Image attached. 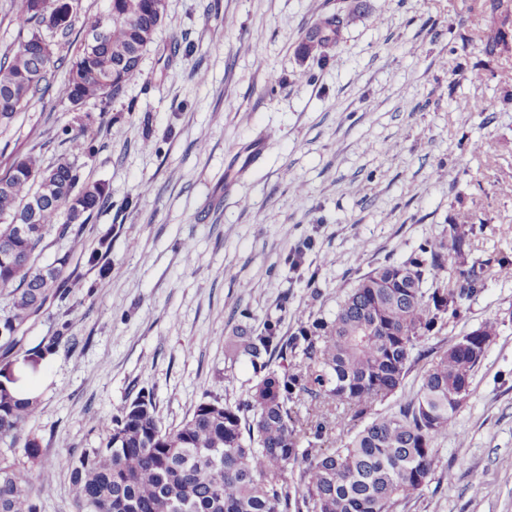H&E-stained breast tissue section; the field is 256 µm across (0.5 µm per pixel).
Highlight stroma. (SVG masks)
I'll return each instance as SVG.
<instances>
[{
	"instance_id": "35a3bbf8",
	"label": "stroma",
	"mask_w": 512,
	"mask_h": 512,
	"mask_svg": "<svg viewBox=\"0 0 512 512\" xmlns=\"http://www.w3.org/2000/svg\"><path fill=\"white\" fill-rule=\"evenodd\" d=\"M339 10L352 14L339 45L303 56L317 17ZM489 27L505 34L490 55ZM141 70L93 154H73L112 201L83 238L111 235L112 250L74 256L66 303L48 299L22 340L66 323L79 345L36 367L11 356L37 389L41 454L0 443V458L53 470L44 512H75L69 453L97 446L139 390L167 425L207 396L246 400L254 370L224 356L234 327L273 319L288 336L330 317L361 275L463 219L489 274L438 340L489 320L496 334L442 467L396 512H512V278L499 273L512 261V0H167ZM461 98L480 111H457ZM76 118L33 101L0 126V173L18 153L70 152L56 129Z\"/></svg>"
}]
</instances>
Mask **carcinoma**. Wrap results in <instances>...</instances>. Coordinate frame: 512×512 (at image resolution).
I'll return each instance as SVG.
<instances>
[{
    "instance_id": "obj_1",
    "label": "carcinoma",
    "mask_w": 512,
    "mask_h": 512,
    "mask_svg": "<svg viewBox=\"0 0 512 512\" xmlns=\"http://www.w3.org/2000/svg\"><path fill=\"white\" fill-rule=\"evenodd\" d=\"M71 2L60 25L58 0H42L39 7L18 0V39L0 56V125L52 89L74 108L89 100L109 107L141 74L143 55L167 14V0H109L107 11L87 25L68 76L57 85L56 72L66 63L51 38L72 30L78 4ZM349 19L339 11L320 16L306 34L303 54L326 56ZM44 40L50 54L43 59L29 44ZM106 115L87 113L61 134L73 150L89 152L88 133ZM109 200L106 186L82 179L67 154L46 165L29 151L0 175V292L11 303L0 316L1 355L16 349L48 298L69 297L65 273L72 255L39 264L36 251L46 234L54 228L80 240ZM16 222L28 225L22 238L14 235ZM472 234L469 224L448 225L446 236L426 241L404 261L361 276L333 318L308 319L288 337L280 335L276 320H266L260 330L236 326L226 341L227 358L246 357L262 373L242 404L207 396L180 423L166 426L153 396L137 394L102 425L98 447L83 448L67 461L80 512H395L428 486L483 358L458 348L468 332L431 359L422 350L483 286L484 268L468 265ZM450 264L462 269L467 287L438 283ZM74 345L64 323L26 350L23 361L37 365ZM299 354L302 364L296 365ZM11 366H0V442L23 437L25 454L35 459L40 444L25 432L37 418L39 398L13 395ZM416 367L415 395L391 413L372 411ZM306 398L343 409L301 426L298 409ZM335 429L350 433L349 442L315 447ZM52 479L49 468L22 471L0 460V512H42L39 492Z\"/></svg>"
}]
</instances>
